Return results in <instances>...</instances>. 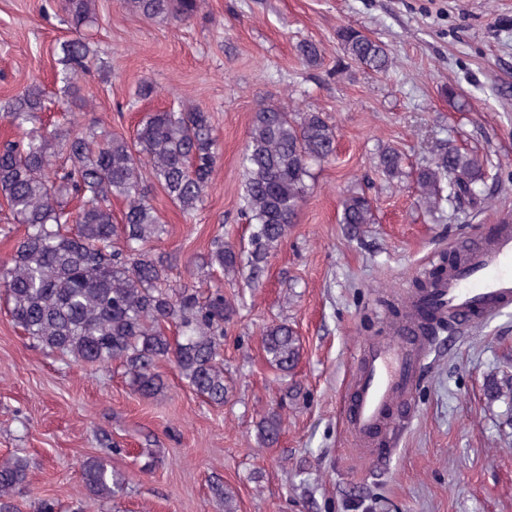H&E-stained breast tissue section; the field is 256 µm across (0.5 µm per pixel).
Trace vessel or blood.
I'll use <instances>...</instances> for the list:
<instances>
[{
	"label": "vessel or blood",
	"mask_w": 512,
	"mask_h": 512,
	"mask_svg": "<svg viewBox=\"0 0 512 512\" xmlns=\"http://www.w3.org/2000/svg\"><path fill=\"white\" fill-rule=\"evenodd\" d=\"M434 300L468 326L512 307V226L502 225L490 243L471 247L466 262L438 286ZM415 327V322H406L396 340L371 344L364 351V366L347 408L349 428L358 441L378 428L395 397L411 389Z\"/></svg>",
	"instance_id": "b4317fda"
}]
</instances>
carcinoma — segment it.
<instances>
[{"label": "carcinoma", "instance_id": "cac0c4a2", "mask_svg": "<svg viewBox=\"0 0 512 512\" xmlns=\"http://www.w3.org/2000/svg\"><path fill=\"white\" fill-rule=\"evenodd\" d=\"M148 20L185 22L198 0H126ZM75 30L60 47V93L70 104L89 101L78 78L95 65L84 27L97 22L95 0H61ZM346 53L376 74H385L390 57L385 46L362 31L337 32ZM42 84L32 80L10 97L0 118L14 129L0 143V199L14 224L26 232L10 261L0 264V298L13 324L46 354L74 363L105 366L117 362L141 397L164 391L160 364L172 360L181 378L210 403L222 405L230 393L224 376V324L234 307L216 284L206 292L176 284L172 265L154 243L165 224L153 204L157 188L186 215L197 212L212 182L220 144L208 112L201 108L155 110L132 133L94 122L75 127L73 113L60 112L51 124ZM336 152V129L321 112H288L266 105L254 112L241 154L244 184L241 216L251 224L248 257L218 233L206 252L189 264L224 275L248 270L256 284L268 258L288 237L309 191L313 163ZM377 167L390 178L402 174L403 157L386 147ZM485 171L481 160L456 147H444L415 171L421 201L434 208L448 190V200L472 203L481 196ZM123 203L119 213L112 200ZM374 207L363 193L342 201L340 223L354 228L374 223ZM460 263L450 252L446 264L415 284L430 294L447 270ZM457 324L438 308L424 317V337L432 342ZM262 346L267 362L291 374L302 346L285 322L265 327ZM284 430L282 415L271 412L257 433L265 447L276 445ZM28 460L12 455L0 460V512H18L14 493L27 481ZM80 480L90 495L114 500L127 489L126 478L107 460L91 456L80 464ZM210 492L223 512H239L234 491L217 478Z\"/></svg>", "mask_w": 512, "mask_h": 512}]
</instances>
